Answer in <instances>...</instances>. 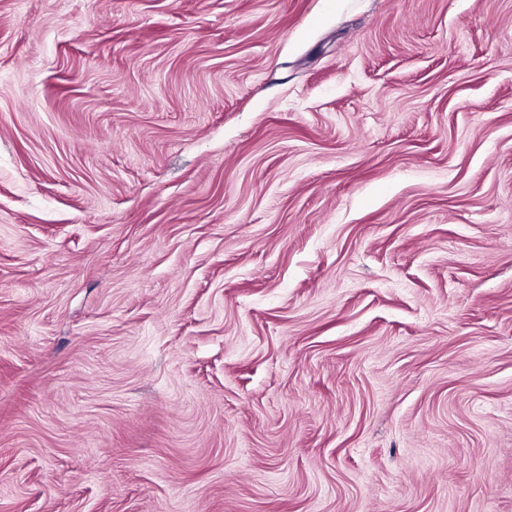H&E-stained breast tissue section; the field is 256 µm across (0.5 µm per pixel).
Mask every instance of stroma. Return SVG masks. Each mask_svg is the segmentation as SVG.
Here are the masks:
<instances>
[{
  "mask_svg": "<svg viewBox=\"0 0 512 512\" xmlns=\"http://www.w3.org/2000/svg\"><path fill=\"white\" fill-rule=\"evenodd\" d=\"M0 512H512V0H0Z\"/></svg>",
  "mask_w": 512,
  "mask_h": 512,
  "instance_id": "35a3bbf8",
  "label": "stroma"
}]
</instances>
